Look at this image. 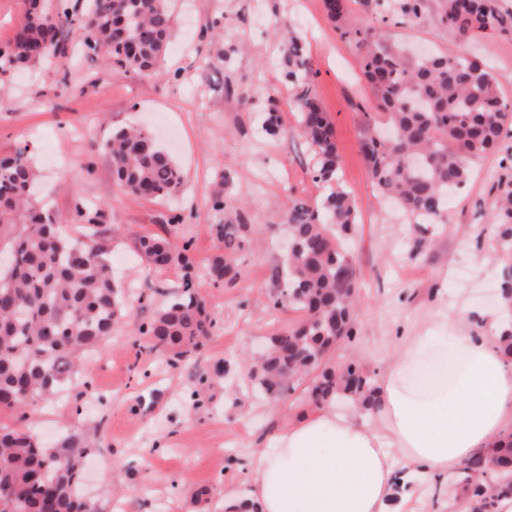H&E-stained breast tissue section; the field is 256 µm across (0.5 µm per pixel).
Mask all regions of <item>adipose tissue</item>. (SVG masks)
I'll list each match as a JSON object with an SVG mask.
<instances>
[{
    "instance_id": "1",
    "label": "adipose tissue",
    "mask_w": 512,
    "mask_h": 512,
    "mask_svg": "<svg viewBox=\"0 0 512 512\" xmlns=\"http://www.w3.org/2000/svg\"><path fill=\"white\" fill-rule=\"evenodd\" d=\"M474 332L441 308L394 342L373 406L303 414L255 453L257 512H411L416 478L490 450L512 433V354L502 318Z\"/></svg>"
}]
</instances>
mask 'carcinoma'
Masks as SVG:
<instances>
[{
    "instance_id": "1",
    "label": "carcinoma",
    "mask_w": 512,
    "mask_h": 512,
    "mask_svg": "<svg viewBox=\"0 0 512 512\" xmlns=\"http://www.w3.org/2000/svg\"><path fill=\"white\" fill-rule=\"evenodd\" d=\"M383 8L402 23H420L435 5L440 24L461 40L512 34V11L502 0H322L326 18L340 35L361 49L360 69L375 93L365 113L361 151L375 190L395 198L416 223L443 222L445 193L471 178L473 159L497 152L512 126V103L498 80L476 58L439 52L409 56L394 49L383 32L364 26L352 4ZM28 20L10 42L0 45V82L38 60L67 54V39L113 69L151 78L158 74L173 26L170 0H84L83 7L57 0H28ZM285 82L294 91L299 128L312 148V180L323 196L310 203L291 201L281 216L288 225V255L275 268L273 304L303 313L295 326L271 339L252 381L273 401L293 389V381L316 368L336 342L351 339L357 274L345 246L359 224L357 205L344 188L336 129L310 88L311 63L305 39L287 33L281 45ZM112 161V176L123 193L164 198L176 192L183 175L172 155L148 131L119 128L101 144ZM27 149L0 157V231L23 218L11 243L9 265L0 268V411L20 421L67 382L86 385L85 355L112 336L133 315L144 294L112 277L105 247L87 233L65 234L40 211L29 194L35 178ZM488 215L502 267V298L512 301V180L496 185ZM223 216L210 225L224 253L211 260L210 283L224 286L235 277V260L248 244V225L219 188L209 197ZM136 246L156 269L179 266L182 282L151 318L139 326L151 350L176 367L190 359L210 336L214 323L193 276L191 240L177 248L163 236L141 235ZM321 404L344 395L370 404V377L350 363L326 367L307 389ZM500 455L468 460L456 474L471 493V512H496L498 498L512 494V435L500 440ZM86 454L51 451L24 427L0 428V512H97L83 493Z\"/></svg>"
}]
</instances>
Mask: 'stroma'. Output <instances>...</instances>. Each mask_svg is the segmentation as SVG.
<instances>
[{"mask_svg": "<svg viewBox=\"0 0 512 512\" xmlns=\"http://www.w3.org/2000/svg\"><path fill=\"white\" fill-rule=\"evenodd\" d=\"M174 23L161 59L162 76L149 80L105 69L101 58L82 54L51 59L16 75L0 111V155L28 145L37 169L35 197L79 235L77 207L100 212L98 239L118 281L142 292L179 284L177 267L155 269L136 251L134 233L165 234L180 217L179 235L192 241L197 286L216 319L213 336L189 362L170 367L150 349L135 326L147 321L161 296L136 306L93 356L89 386L75 394L64 385L58 396L36 407L28 424L44 447L62 449L78 434L89 448L85 490L98 512H222L225 491L250 496L249 462L266 440L310 406L295 385L286 401L274 402L250 380L254 364L272 336L299 322V311L273 308L271 271L282 262L288 227L282 211L295 199L322 194L309 169L311 153L295 118L294 93L285 84L277 31L288 28L307 39L311 89L336 127L345 187L360 213L359 233L350 243L358 270L352 340L342 341L332 365L348 362L371 377L389 361V339L405 335L431 303L480 329L477 311L495 292L501 262L486 222L494 178H508L500 155L473 160L469 184L448 198L440 224H414L394 202L373 188L361 153L365 114L373 101L360 72L354 42L341 38L327 20L322 0H172ZM222 19L226 64L207 66L212 23ZM391 45L415 51L467 53L478 57L512 100V37L460 41L429 13L417 25L387 27ZM69 92L56 96L59 80ZM282 116V131H263L269 110ZM161 118L182 144L174 159L185 175L177 194L129 196L112 180V165L100 145L113 129H152ZM229 177L226 199L244 204L249 244L236 261L238 275L212 287L206 267L220 249L209 230L215 217L208 199L218 173ZM224 373H216L217 365ZM211 374L196 387L199 372ZM231 447L222 455V447ZM415 512H458L462 491L451 475L421 478ZM209 487V501L195 493Z\"/></svg>", "mask_w": 512, "mask_h": 512, "instance_id": "35a3bbf8", "label": "stroma"}]
</instances>
